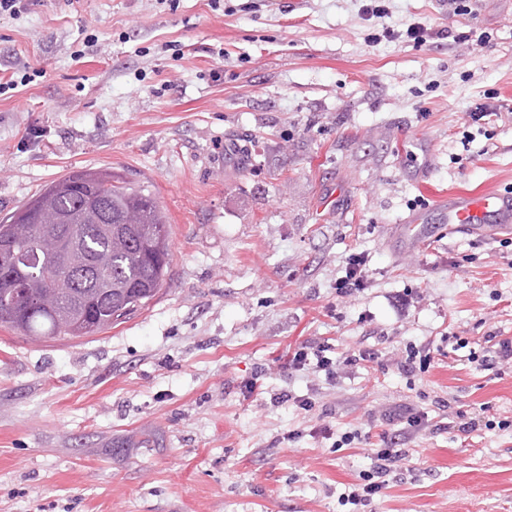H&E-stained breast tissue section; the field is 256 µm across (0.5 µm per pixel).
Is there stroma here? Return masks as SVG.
Returning <instances> with one entry per match:
<instances>
[{
    "label": "stroma",
    "instance_id": "stroma-1",
    "mask_svg": "<svg viewBox=\"0 0 512 512\" xmlns=\"http://www.w3.org/2000/svg\"><path fill=\"white\" fill-rule=\"evenodd\" d=\"M299 2L0 15L17 83L0 95V218L109 167L172 225L160 292L111 329H0V512H350L386 442L406 454L373 512H512V362L474 361L512 339V233L399 237L456 194L512 192V7ZM479 103L496 115L471 122ZM418 139L435 157L414 182ZM354 253L369 284L338 295ZM304 343L330 347L335 379L285 368ZM411 344L432 349L427 370H401ZM409 410L419 427L397 424ZM355 429L368 442L337 447Z\"/></svg>",
    "mask_w": 512,
    "mask_h": 512
}]
</instances>
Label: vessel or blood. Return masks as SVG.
I'll return each mask as SVG.
<instances>
[{
    "label": "vessel or blood",
    "mask_w": 512,
    "mask_h": 512,
    "mask_svg": "<svg viewBox=\"0 0 512 512\" xmlns=\"http://www.w3.org/2000/svg\"><path fill=\"white\" fill-rule=\"evenodd\" d=\"M417 148L421 153L420 158L412 159L406 168L408 176L414 180L427 175L433 157L429 143L418 142ZM460 228L472 231L512 229V193L455 195L439 211L437 218H430L428 213L423 211L411 215L403 226V235L408 241L417 244L436 231H454Z\"/></svg>",
    "instance_id": "obj_1"
}]
</instances>
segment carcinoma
Here are the masks:
<instances>
[{
  "instance_id": "cac0c4a2",
  "label": "carcinoma",
  "mask_w": 512,
  "mask_h": 512,
  "mask_svg": "<svg viewBox=\"0 0 512 512\" xmlns=\"http://www.w3.org/2000/svg\"><path fill=\"white\" fill-rule=\"evenodd\" d=\"M37 236L76 239L79 263L52 262L23 276L50 300H0V328L36 339H77L112 328L161 290L170 259L171 225L152 193L110 169L72 170L0 220V261Z\"/></svg>"
}]
</instances>
